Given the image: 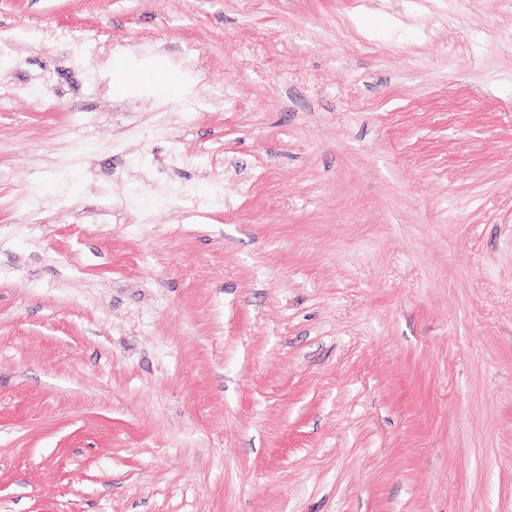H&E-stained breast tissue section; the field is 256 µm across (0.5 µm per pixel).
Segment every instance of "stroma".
<instances>
[{
    "mask_svg": "<svg viewBox=\"0 0 512 512\" xmlns=\"http://www.w3.org/2000/svg\"><path fill=\"white\" fill-rule=\"evenodd\" d=\"M1 40L0 512H512V0Z\"/></svg>",
    "mask_w": 512,
    "mask_h": 512,
    "instance_id": "35a3bbf8",
    "label": "stroma"
}]
</instances>
